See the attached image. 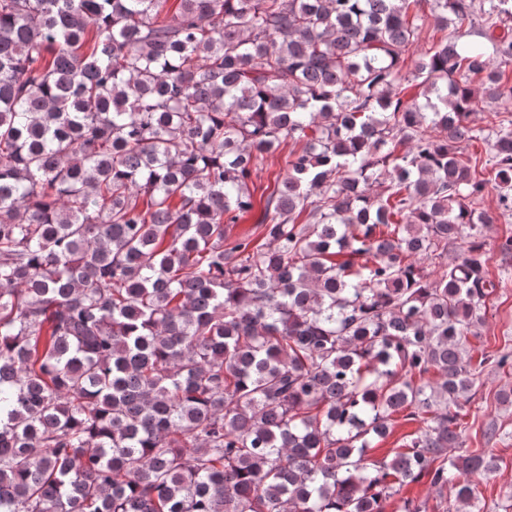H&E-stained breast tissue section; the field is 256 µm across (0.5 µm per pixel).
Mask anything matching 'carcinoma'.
<instances>
[{
	"mask_svg": "<svg viewBox=\"0 0 512 512\" xmlns=\"http://www.w3.org/2000/svg\"><path fill=\"white\" fill-rule=\"evenodd\" d=\"M417 2L0 0V512H384L422 479L484 512L498 459L449 449L512 367L467 350L512 121L488 167L461 143L512 110V0H430L407 74ZM283 166V152L278 151L269 154L264 161L262 170L258 172L257 177L254 179L257 186L264 189L267 185L273 184L274 177L279 173H283ZM262 190L259 189L256 192V200L254 207L251 211L246 213L239 224H234L232 228V233L234 235H253V237H257L260 234V222L263 217V205L264 200L261 198ZM424 424L419 419H406L400 415L393 421L391 433L381 442L373 443L369 448L367 457L369 462H381L391 457L395 448H403L402 444L412 435L420 433Z\"/></svg>",
	"mask_w": 512,
	"mask_h": 512,
	"instance_id": "cac0c4a2",
	"label": "carcinoma"
}]
</instances>
